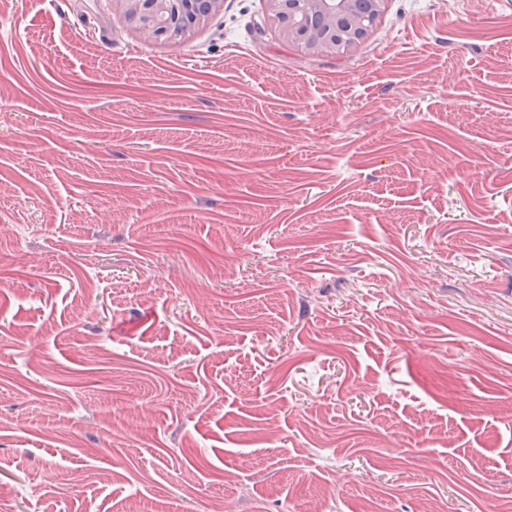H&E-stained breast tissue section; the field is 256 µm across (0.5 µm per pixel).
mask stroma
Instances as JSON below:
<instances>
[{
    "instance_id": "35a3bbf8",
    "label": "stroma",
    "mask_w": 512,
    "mask_h": 512,
    "mask_svg": "<svg viewBox=\"0 0 512 512\" xmlns=\"http://www.w3.org/2000/svg\"><path fill=\"white\" fill-rule=\"evenodd\" d=\"M264 22L0 0L11 512L512 508V0ZM127 27L147 41L184 42L224 13V0H109ZM266 23L307 55L341 54L360 45L384 16L388 0H264Z\"/></svg>"
}]
</instances>
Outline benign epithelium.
Listing matches in <instances>:
<instances>
[{
	"label": "benign epithelium",
	"instance_id": "benign-epithelium-1",
	"mask_svg": "<svg viewBox=\"0 0 512 512\" xmlns=\"http://www.w3.org/2000/svg\"><path fill=\"white\" fill-rule=\"evenodd\" d=\"M127 27L147 41L184 42L224 13V0H110ZM266 23L280 40L307 55L341 54L365 41L388 0H264Z\"/></svg>",
	"mask_w": 512,
	"mask_h": 512
}]
</instances>
